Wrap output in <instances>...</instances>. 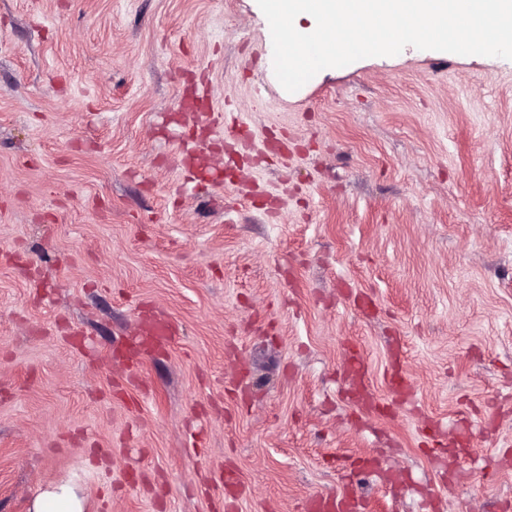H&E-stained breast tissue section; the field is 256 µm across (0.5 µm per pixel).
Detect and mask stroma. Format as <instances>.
Instances as JSON below:
<instances>
[{"mask_svg": "<svg viewBox=\"0 0 512 512\" xmlns=\"http://www.w3.org/2000/svg\"><path fill=\"white\" fill-rule=\"evenodd\" d=\"M272 57L256 0H0V512H512V60ZM178 328L164 315H158L150 322L141 323L137 329L136 344L147 343L160 336L163 341L169 342L173 336H177ZM83 505L77 495L66 488L40 494L35 512H82ZM312 509L315 511H361L362 502L356 497L346 496L344 494L321 495L312 503Z\"/></svg>", "mask_w": 512, "mask_h": 512, "instance_id": "1", "label": "stroma"}]
</instances>
